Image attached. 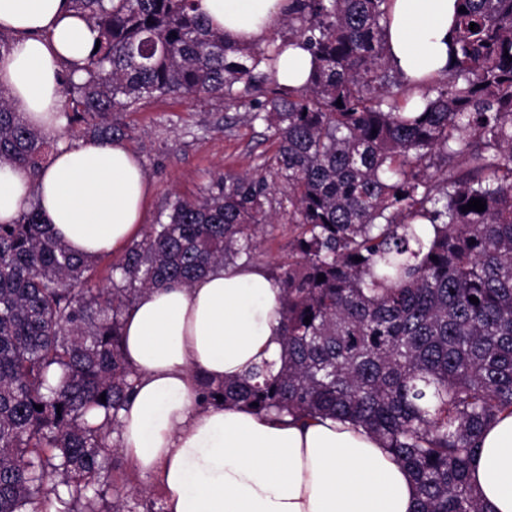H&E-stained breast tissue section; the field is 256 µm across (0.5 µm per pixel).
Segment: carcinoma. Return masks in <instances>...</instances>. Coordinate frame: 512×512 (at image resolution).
<instances>
[{
	"instance_id": "carcinoma-1",
	"label": "carcinoma",
	"mask_w": 512,
	"mask_h": 512,
	"mask_svg": "<svg viewBox=\"0 0 512 512\" xmlns=\"http://www.w3.org/2000/svg\"><path fill=\"white\" fill-rule=\"evenodd\" d=\"M393 2L293 0L288 39L260 47L224 40L196 0H71L100 43L66 79L67 127L110 142L117 114L151 100H247L278 146L259 174L176 197L110 265V288L36 207L0 224V512H48L58 478L95 512L134 388L124 316L144 290L253 264L285 199L281 362L204 383L203 402L350 421L410 472L416 512H485L469 464L512 412V0H456L450 63L420 81L391 65ZM291 46L313 57L300 88L276 78ZM50 149L0 89V164L35 179ZM475 198L485 210L462 211ZM112 512L162 509L135 487Z\"/></svg>"
}]
</instances>
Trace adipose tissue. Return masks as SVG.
I'll list each match as a JSON object with an SVG mask.
<instances>
[{"instance_id":"ef3b65f1","label":"adipose tissue","mask_w":512,"mask_h":512,"mask_svg":"<svg viewBox=\"0 0 512 512\" xmlns=\"http://www.w3.org/2000/svg\"><path fill=\"white\" fill-rule=\"evenodd\" d=\"M455 0H394L392 65L409 77L448 65ZM226 40L261 41L288 0H199ZM0 88L55 153L38 178L0 164V223L37 206L76 254L125 252L143 230L150 192L123 141L62 139L66 74L83 66L98 33L69 0H0ZM281 286L264 269L215 266L187 288L143 292L123 321L134 393L118 436L131 470L158 482L166 512H415L409 472L364 431L330 420L277 421L251 408L201 407L203 383L244 377L278 359ZM486 512H512V413L482 433L470 465Z\"/></svg>"}]
</instances>
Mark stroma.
Listing matches in <instances>:
<instances>
[{
    "label": "stroma",
    "mask_w": 512,
    "mask_h": 512,
    "mask_svg": "<svg viewBox=\"0 0 512 512\" xmlns=\"http://www.w3.org/2000/svg\"><path fill=\"white\" fill-rule=\"evenodd\" d=\"M249 112L246 105L218 100L199 104L172 95L122 114L124 141L137 155L150 185L146 223L163 218L175 196L203 195L219 177L257 172L274 155L277 143L272 131L251 122ZM292 237L288 215L280 213L262 236L256 265L277 273L290 256ZM140 483L117 438H110L97 500L99 512H112L116 490Z\"/></svg>",
    "instance_id": "35a3bbf8"
}]
</instances>
